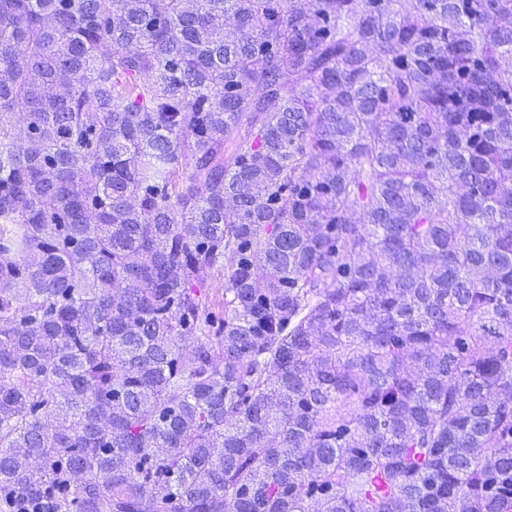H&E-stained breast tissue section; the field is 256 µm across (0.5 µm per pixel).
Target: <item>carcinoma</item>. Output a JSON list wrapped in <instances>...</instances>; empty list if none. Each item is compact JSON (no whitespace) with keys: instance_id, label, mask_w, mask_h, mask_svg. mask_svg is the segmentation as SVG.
<instances>
[{"instance_id":"1","label":"carcinoma","mask_w":512,"mask_h":512,"mask_svg":"<svg viewBox=\"0 0 512 512\" xmlns=\"http://www.w3.org/2000/svg\"><path fill=\"white\" fill-rule=\"evenodd\" d=\"M407 2L0 0V512H512V0Z\"/></svg>"}]
</instances>
